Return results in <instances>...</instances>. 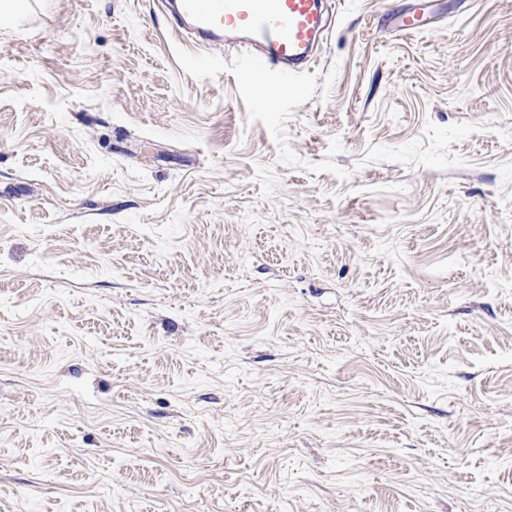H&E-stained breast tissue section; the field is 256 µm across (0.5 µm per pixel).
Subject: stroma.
<instances>
[{
	"label": "stroma",
	"mask_w": 512,
	"mask_h": 512,
	"mask_svg": "<svg viewBox=\"0 0 512 512\" xmlns=\"http://www.w3.org/2000/svg\"><path fill=\"white\" fill-rule=\"evenodd\" d=\"M414 2L0 0V512H512V0ZM179 22L213 42H244L251 58L282 77L313 63L326 28L322 0H174Z\"/></svg>",
	"instance_id": "stroma-1"
}]
</instances>
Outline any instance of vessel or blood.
<instances>
[{"instance_id": "obj_1", "label": "vessel or blood", "mask_w": 512, "mask_h": 512, "mask_svg": "<svg viewBox=\"0 0 512 512\" xmlns=\"http://www.w3.org/2000/svg\"><path fill=\"white\" fill-rule=\"evenodd\" d=\"M175 16L214 42L254 47L262 68L288 77L313 62L326 28L322 0H173Z\"/></svg>"}]
</instances>
